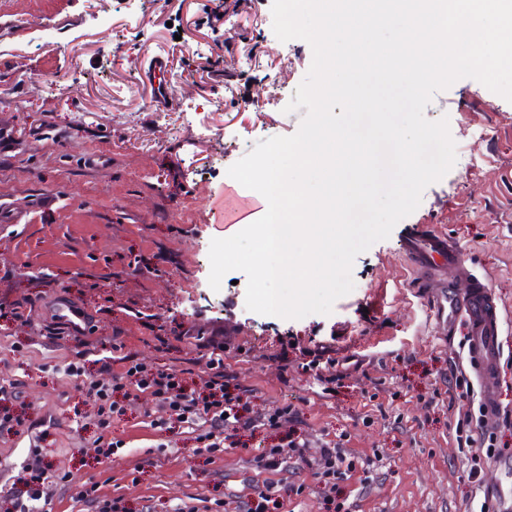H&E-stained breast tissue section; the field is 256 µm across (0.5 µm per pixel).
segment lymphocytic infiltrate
Segmentation results:
<instances>
[{
	"label": "lymphocytic infiltrate",
	"mask_w": 512,
	"mask_h": 512,
	"mask_svg": "<svg viewBox=\"0 0 512 512\" xmlns=\"http://www.w3.org/2000/svg\"><path fill=\"white\" fill-rule=\"evenodd\" d=\"M207 366L209 374L197 386L186 369L150 367L134 357L117 353L102 358L100 369L111 374V383L94 380L88 383L91 409L86 416L100 431L93 443L95 457L110 458L115 449L122 447V439L112 434V423L126 417L144 397L169 413L168 418L150 420V427L165 432L176 424L187 425L195 434L193 452L197 455L238 447L242 437L257 428L275 432L283 424L298 421L299 411L291 404L265 414L251 410L244 392L225 373L221 353L211 352ZM315 466L324 483L323 492L329 497L335 495L336 481L343 472L354 470L355 461L342 444L336 443L322 447ZM46 479L44 457L40 451H33L21 478V488L0 498V512H43Z\"/></svg>",
	"instance_id": "obj_1"
}]
</instances>
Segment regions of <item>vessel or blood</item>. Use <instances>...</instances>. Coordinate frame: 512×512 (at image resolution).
Masks as SVG:
<instances>
[{"mask_svg":"<svg viewBox=\"0 0 512 512\" xmlns=\"http://www.w3.org/2000/svg\"><path fill=\"white\" fill-rule=\"evenodd\" d=\"M399 250L417 287L424 290L443 335H455L458 326H465L466 370L478 390L483 423L493 428L501 416L504 303L489 275L477 274L458 244L434 225H409Z\"/></svg>","mask_w":512,"mask_h":512,"instance_id":"1","label":"vessel or blood"}]
</instances>
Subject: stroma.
Masks as SVG:
<instances>
[{
	"label": "stroma",
	"instance_id": "35a3bbf8",
	"mask_svg": "<svg viewBox=\"0 0 512 512\" xmlns=\"http://www.w3.org/2000/svg\"><path fill=\"white\" fill-rule=\"evenodd\" d=\"M271 4L161 0L140 25L122 0H106L105 23L89 0H0V127L11 135L0 146V203L25 217L0 224V302L27 310L26 321L0 320V380L19 381V401L37 423L0 437V491L12 490L39 446L51 473L45 512H91L79 495L92 480L128 512H172L192 497L208 512H251L269 483L302 487L292 512H339L313 466L322 444L339 439L364 463L340 485V512H479L486 500L512 512V316L503 336L505 421L489 459L457 445L460 414L479 405L477 392L455 386L465 338L438 332L399 252L400 229L356 257L354 288L327 315L247 310L240 271L220 290L208 283L211 240L253 223L261 204L228 168L257 142L295 134L304 116L285 107L312 49L277 39ZM35 24L44 41L33 40ZM247 51L261 68L237 66ZM52 76L60 82L50 90ZM186 101L193 111H183ZM425 116L448 119L456 161L406 221L448 232L512 308V103L463 78L436 92ZM63 298L89 316L83 335L57 326ZM163 331L177 335L167 352L156 341ZM214 334L225 371L257 408L298 407L303 456L258 471V445L273 444L262 429L247 447L212 459L193 454L182 427L158 447L144 420L163 411L148 398L114 425L124 448L109 460L89 455L97 430L77 426L73 414L86 395L53 365L117 345L147 365L202 377ZM318 352L346 361L344 373L327 364L303 370Z\"/></svg>",
	"mask_w": 512,
	"mask_h": 512
}]
</instances>
